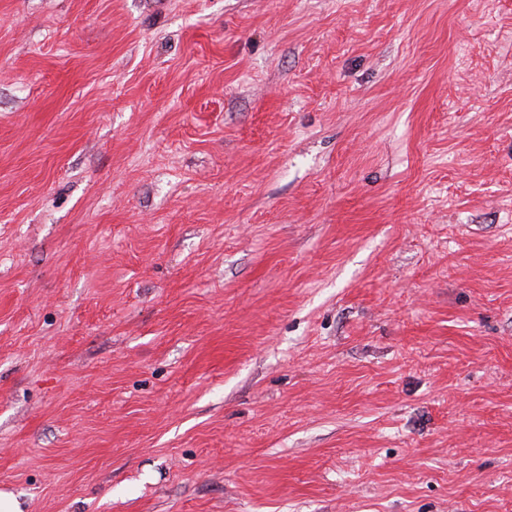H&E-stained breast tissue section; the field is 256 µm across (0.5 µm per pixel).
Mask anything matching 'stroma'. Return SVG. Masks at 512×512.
Listing matches in <instances>:
<instances>
[{"label": "stroma", "mask_w": 512, "mask_h": 512, "mask_svg": "<svg viewBox=\"0 0 512 512\" xmlns=\"http://www.w3.org/2000/svg\"><path fill=\"white\" fill-rule=\"evenodd\" d=\"M0 491L512 512V0H0Z\"/></svg>", "instance_id": "1"}]
</instances>
